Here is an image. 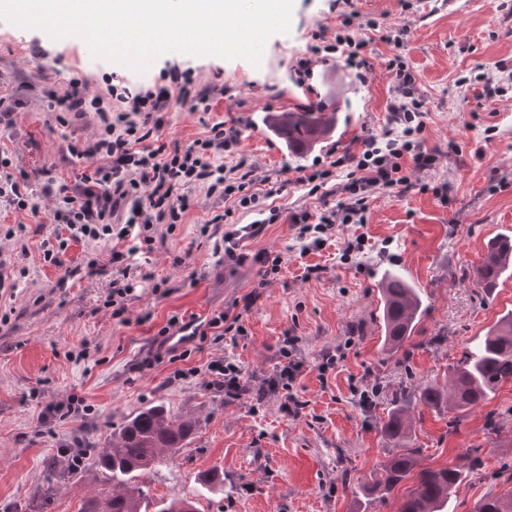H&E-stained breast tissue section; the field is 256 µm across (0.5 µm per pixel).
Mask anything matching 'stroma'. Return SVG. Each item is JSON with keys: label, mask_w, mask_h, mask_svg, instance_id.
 <instances>
[{"label": "stroma", "mask_w": 512, "mask_h": 512, "mask_svg": "<svg viewBox=\"0 0 512 512\" xmlns=\"http://www.w3.org/2000/svg\"><path fill=\"white\" fill-rule=\"evenodd\" d=\"M412 2L407 10L400 0H351L353 9L390 29L408 30L400 48L373 36L363 79L333 57L315 62L310 73L299 70L314 33L330 37L336 30L325 0H294L289 34L268 40L260 65L167 53L143 74L94 59L79 38L55 41L0 20V97L24 103L12 124H0V151L26 172L38 206L30 212L0 204V262L16 281L0 291V512H79L83 497L105 486L92 456L131 414L159 401L173 414L194 415L198 425L187 449L150 473L153 500L193 493L198 512H357L359 483L371 480L394 452L381 434L392 390L443 380L465 348L512 311V277L490 294L473 278L487 241L512 235V93L485 98L478 80L512 71V0ZM397 54L425 100L428 145L453 143L457 151L441 157L435 170L416 174L404 195L369 197L365 223L335 225L321 250L304 252L287 217L300 210L319 214L323 201L297 178L387 127L394 84L387 64ZM174 67L191 70L199 86L224 92L211 99L203 118L171 97L153 137L190 142L205 134L206 123L235 126L260 207L236 211L233 220L255 233L234 258L214 253L225 225H215L211 239L200 236L199 227L228 204L196 191L183 224L132 259V289L120 320L104 305L110 273L85 268L91 259L108 265L111 244L70 243L57 265L43 257L41 242L56 229L57 188L86 167L67 153L66 141L92 137L97 120L89 114L60 125L36 91H65L73 77L85 79L94 93L111 78L148 86ZM316 103L336 112V127L303 156L289 153L260 122L265 113ZM276 185L280 193L271 194ZM272 208L280 219L262 223L263 211ZM10 227L15 236H6ZM355 239L360 252L343 259L346 243ZM264 252L281 258L278 274L267 278L257 260ZM314 265L318 273L307 275ZM142 266L154 272V284L140 281ZM386 271L419 288L425 307L404 355L383 345L376 284ZM225 312L239 315L240 334L209 328V320ZM174 316L195 322L197 335L174 343L167 329ZM287 336L304 364L294 392L305 407L296 418L282 409L280 393L260 401L252 395L286 366L279 348ZM336 348L343 362L320 374L321 352ZM220 358L241 366L247 395L228 401L214 386L207 365ZM374 386L373 407L361 408L357 391ZM70 397L82 399V411L44 421L46 402ZM412 419L408 445L419 449L420 467H445L465 455L483 462L458 486L449 512H475L486 495L512 493V482L490 478L512 468V382L456 427H449L447 414L419 404ZM76 440L87 461L44 491L46 459ZM214 469L224 473L223 489L201 492V476Z\"/></svg>", "instance_id": "1"}]
</instances>
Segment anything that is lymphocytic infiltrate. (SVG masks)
<instances>
[{
    "label": "lymphocytic infiltrate",
    "mask_w": 512,
    "mask_h": 512,
    "mask_svg": "<svg viewBox=\"0 0 512 512\" xmlns=\"http://www.w3.org/2000/svg\"><path fill=\"white\" fill-rule=\"evenodd\" d=\"M333 37L316 33V45L301 59L309 69L319 54H339L346 65L368 68V41L363 33L380 29L377 19L357 11H342ZM389 67L395 75L392 95L387 104L390 129L382 135L361 139L356 149L344 150L328 169L300 176L310 194L329 189L336 202L324 207L318 217L308 212L289 215L298 227L300 238L322 244V236L337 224H361L366 220V202L376 192L401 194L412 186L411 171L434 169L440 151L428 146L422 136L427 112L418 93L417 79L402 56H394ZM190 102L192 109L207 106L210 94L196 89L191 75H184L177 92L167 84L142 89L127 84L113 85L107 95L90 93L86 81L70 79L64 94L43 90L51 111L77 117L95 113L97 135L86 142L66 145L77 158L94 161L90 171L77 176L74 183L59 188V206L55 223L66 233L57 245L43 252L45 261L54 263L69 242L131 241L133 251L152 243L159 225L175 227L182 223L192 206V193L203 189L206 196L233 199L234 209H255L258 196L252 192L249 171L244 162L224 166L223 157H236L240 134L225 122L208 125L205 136L184 144L179 140L152 144L154 130L165 122L164 108L171 95ZM234 209L215 216V223L232 217Z\"/></svg>",
    "instance_id": "1"
}]
</instances>
